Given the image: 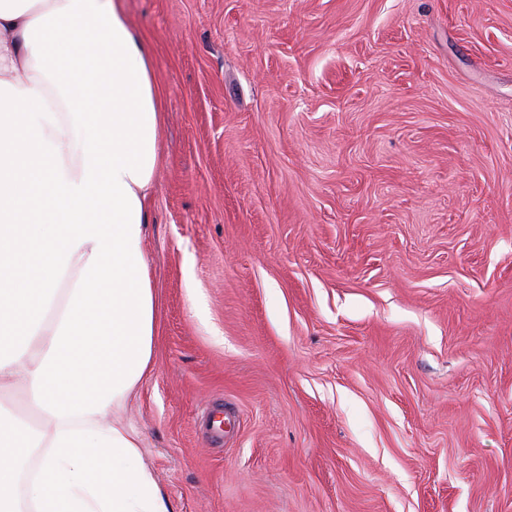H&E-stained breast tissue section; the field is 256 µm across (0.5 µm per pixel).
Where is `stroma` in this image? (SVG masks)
Instances as JSON below:
<instances>
[{
	"label": "stroma",
	"instance_id": "35a3bbf8",
	"mask_svg": "<svg viewBox=\"0 0 512 512\" xmlns=\"http://www.w3.org/2000/svg\"><path fill=\"white\" fill-rule=\"evenodd\" d=\"M123 5L170 512H512V0Z\"/></svg>",
	"mask_w": 512,
	"mask_h": 512
}]
</instances>
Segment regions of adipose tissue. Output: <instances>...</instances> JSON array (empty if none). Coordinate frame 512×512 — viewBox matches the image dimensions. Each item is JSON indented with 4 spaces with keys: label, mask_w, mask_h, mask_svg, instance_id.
<instances>
[{
    "label": "adipose tissue",
    "mask_w": 512,
    "mask_h": 512,
    "mask_svg": "<svg viewBox=\"0 0 512 512\" xmlns=\"http://www.w3.org/2000/svg\"><path fill=\"white\" fill-rule=\"evenodd\" d=\"M162 95L121 0H0V512H168L118 416L151 369Z\"/></svg>",
    "instance_id": "adipose-tissue-1"
}]
</instances>
